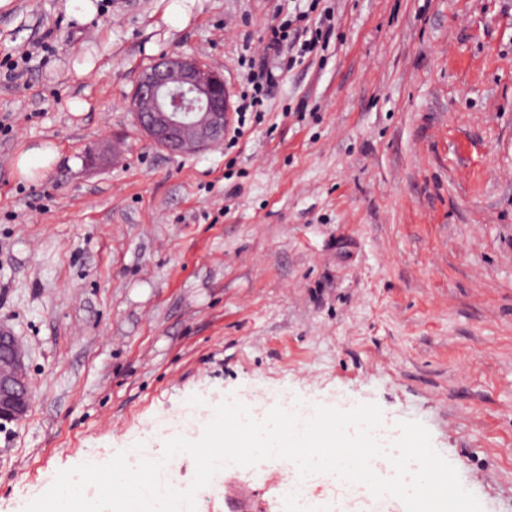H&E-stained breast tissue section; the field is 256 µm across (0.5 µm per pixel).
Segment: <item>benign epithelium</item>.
I'll list each match as a JSON object with an SVG mask.
<instances>
[{"label": "benign epithelium", "mask_w": 512, "mask_h": 512, "mask_svg": "<svg viewBox=\"0 0 512 512\" xmlns=\"http://www.w3.org/2000/svg\"><path fill=\"white\" fill-rule=\"evenodd\" d=\"M131 106L137 124L155 145L193 153L223 139L232 112L224 77L184 52L164 55L144 69ZM11 331L0 328V421L23 419L31 382Z\"/></svg>", "instance_id": "7a95c632"}]
</instances>
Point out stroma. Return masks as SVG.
Returning <instances> with one entry per match:
<instances>
[{
  "label": "stroma",
  "instance_id": "35a3bbf8",
  "mask_svg": "<svg viewBox=\"0 0 512 512\" xmlns=\"http://www.w3.org/2000/svg\"><path fill=\"white\" fill-rule=\"evenodd\" d=\"M328 4V43L263 118L187 156L140 136V71L186 52L238 96L267 28L308 0L0 10V325L32 381L0 428V512L90 456L140 442L160 460L158 423L192 398L274 391L423 424L483 512H512V0ZM46 141L53 170L19 178ZM283 473L229 466L197 512H224L229 482L285 512ZM58 152L56 147L45 142L40 146L22 150L15 163L18 176L25 180L42 178L57 162Z\"/></svg>",
  "mask_w": 512,
  "mask_h": 512
}]
</instances>
